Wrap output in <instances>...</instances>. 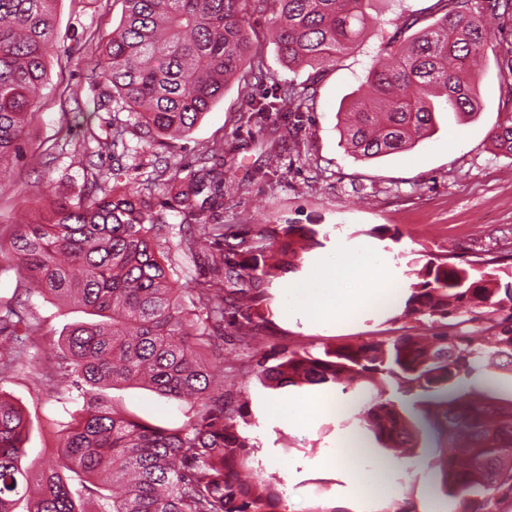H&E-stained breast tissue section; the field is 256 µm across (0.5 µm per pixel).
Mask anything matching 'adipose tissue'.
I'll use <instances>...</instances> for the list:
<instances>
[{
  "label": "adipose tissue",
  "mask_w": 512,
  "mask_h": 512,
  "mask_svg": "<svg viewBox=\"0 0 512 512\" xmlns=\"http://www.w3.org/2000/svg\"><path fill=\"white\" fill-rule=\"evenodd\" d=\"M395 292L386 269L370 252L360 248L334 255L289 291L285 310L318 326H336L380 308ZM328 396L315 395L296 405L272 404V416L305 429L322 415L333 413Z\"/></svg>",
  "instance_id": "1"
}]
</instances>
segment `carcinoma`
<instances>
[{"mask_svg":"<svg viewBox=\"0 0 512 512\" xmlns=\"http://www.w3.org/2000/svg\"><path fill=\"white\" fill-rule=\"evenodd\" d=\"M56 0H0V174L25 157L27 114L47 81L55 51ZM119 30L96 62L103 98L121 100L150 132L188 133L224 96L238 72L260 68L248 37V12L269 11L280 55L290 64H323L348 50L375 18L369 0H124ZM443 15L409 37L399 17L367 76L368 90L345 108L346 143L365 159L413 147L430 135L435 99L455 112L478 111L471 75L490 20L512 0H438ZM275 155L296 137L274 123ZM512 155V119L492 132ZM219 150L201 156L185 177L172 166L167 205L196 226L185 251L204 256L208 274L190 289L192 307L172 287L161 259L159 213L148 196L95 169L91 188L50 201L48 216L17 224L9 252L22 278L59 304L92 316L63 327L53 349L63 375L80 391L79 415L63 444L40 464L32 491L23 464L24 411L0 395V512L32 500L27 512H278L279 485L252 468L244 405L224 399L229 375L212 362L224 323L251 345L273 334L264 285L295 266L318 231L264 225L224 242V174ZM490 260L466 265L448 257L416 271L400 312L441 324L430 336L326 348L313 355L283 350L257 361L271 388L357 384L364 397L346 419L386 448H414L419 434L438 442L426 474L438 484L425 512H500L512 498V284L501 285ZM483 316L488 344L458 330L462 313ZM38 324L10 305L0 309V374L14 368ZM143 386L189 405L191 416L167 429L118 413L107 389Z\"/></svg>","mask_w":512,"mask_h":512,"instance_id":"cac0c4a2","label":"carcinoma"}]
</instances>
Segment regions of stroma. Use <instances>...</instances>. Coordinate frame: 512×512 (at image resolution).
<instances>
[{
  "mask_svg": "<svg viewBox=\"0 0 512 512\" xmlns=\"http://www.w3.org/2000/svg\"><path fill=\"white\" fill-rule=\"evenodd\" d=\"M124 11V0H57L56 51L48 60V80L26 128V157L8 169V189L0 193V241L8 240L19 216L44 215L52 196L82 193L89 178L73 157L90 153L96 165L120 169L123 184L151 194L161 204L160 243L172 259L176 287L188 288L199 271L180 250L185 228L179 214L164 205V167L169 162L194 163L205 150L223 146L224 166L235 181L224 193L226 239L250 227L289 222L317 229L320 241L304 253L297 271L266 286L273 336L244 348L235 328L225 327L219 345L224 368L234 379L226 395L247 403L251 424L246 433L256 444L253 456L266 475L288 486L286 505L292 512H382L384 496L362 502L347 469L319 465L320 458L334 451L339 418L322 416L300 431L271 417L270 402H296L313 389L267 388L257 377L256 362L275 360L286 348L317 352L325 346L424 334L432 328L431 319L391 320L379 310L331 329L286 314L289 288L333 254L368 248L383 259L398 288L414 282V269L449 252L460 261L496 258L512 267V156L495 150L489 139L498 124L512 117V97L504 92L512 82V56L505 52L512 42V19L502 18L479 61L475 116L449 109L437 113L430 138L402 152L363 159L349 151L338 110L365 82L374 56L394 30V20L404 13L415 19L417 28L428 27L439 16L436 0H371L376 28L361 44L317 67L283 63L270 13L253 14L248 33L263 62L262 77L229 81L223 97L190 132L164 138L147 132L136 114L98 104L96 60ZM291 87L299 96L279 120L297 124L298 141L285 143L280 155L270 157L262 148L270 121L255 106ZM116 124L124 129L123 143L110 149L106 143ZM380 225L386 237L369 236V229ZM0 304L27 311L40 325L36 361L0 376V392L26 414V460L37 464L55 454L66 412L75 408L78 397L73 387L62 384L53 366L51 341L64 325L85 315L28 295L24 279L3 252ZM109 395L116 408L154 424L177 428L187 419L177 401L145 389H113ZM314 482L321 483L322 492L311 499L306 492Z\"/></svg>",
  "mask_w": 512,
  "mask_h": 512,
  "instance_id": "stroma-1",
  "label": "stroma"
}]
</instances>
